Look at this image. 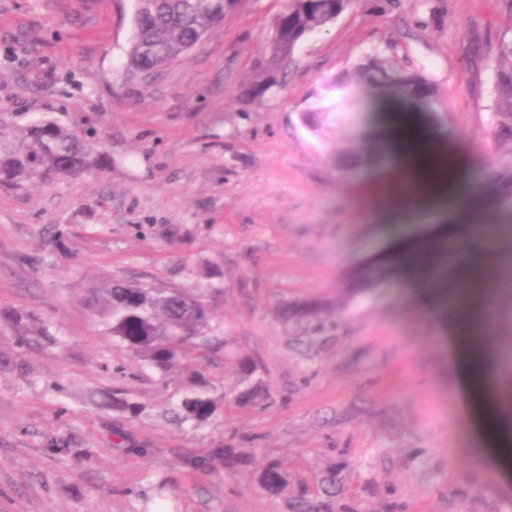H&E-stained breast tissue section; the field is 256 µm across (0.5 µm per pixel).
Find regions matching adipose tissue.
<instances>
[{
	"instance_id": "adipose-tissue-1",
	"label": "adipose tissue",
	"mask_w": 512,
	"mask_h": 512,
	"mask_svg": "<svg viewBox=\"0 0 512 512\" xmlns=\"http://www.w3.org/2000/svg\"><path fill=\"white\" fill-rule=\"evenodd\" d=\"M388 136L398 159L397 165L384 177L372 183V206L397 219L444 208L454 222L442 229L445 237L466 246L469 265L459 281L446 276H431L420 266L413 274L424 280L430 291L448 309V317L457 327L454 339V361L465 373L468 416L481 414L495 407L501 421H483L481 441L497 459L512 457V430L504 423L512 419V396H504L487 386L491 358L485 351L475 350L470 337L472 330L484 322L493 292L495 277L487 254L475 241L473 221L482 211L484 199L472 186L467 170L459 157L446 145L423 136L407 138L401 121L388 125Z\"/></svg>"
}]
</instances>
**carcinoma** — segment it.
<instances>
[{
	"label": "carcinoma",
	"instance_id": "1",
	"mask_svg": "<svg viewBox=\"0 0 512 512\" xmlns=\"http://www.w3.org/2000/svg\"><path fill=\"white\" fill-rule=\"evenodd\" d=\"M332 12L317 0H288V28L298 41L323 30ZM136 23L128 50L126 73L159 71L195 47L204 30L214 26L208 0H136ZM492 101L495 142L503 148L497 162L484 173V182L497 195L500 209L512 213V38L499 41L492 58ZM382 83L394 93L429 107L438 103L433 83L421 72L395 68L372 54L357 68L355 76L339 77L325 90L330 103L318 111L332 115L336 125L355 126V116L367 110L361 85ZM92 169L82 137L57 119L44 117L24 129L19 140L0 134V183L21 186L48 183L56 177H74ZM378 278L372 270L359 269L346 288H367ZM86 304L103 320L104 333L125 345L135 356L165 372L184 357L185 338L203 341L211 331L210 312L203 300L180 288L116 279L85 294ZM15 334L26 340L44 336L29 317L15 312L7 318ZM184 417L196 422L209 418L212 400L202 393L180 404ZM261 483L277 492L287 487L279 466L271 464L261 473Z\"/></svg>",
	"mask_w": 512,
	"mask_h": 512
}]
</instances>
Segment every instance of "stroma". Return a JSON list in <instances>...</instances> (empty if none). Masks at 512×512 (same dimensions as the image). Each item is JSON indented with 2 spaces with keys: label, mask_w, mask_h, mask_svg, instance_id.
I'll return each mask as SVG.
<instances>
[{
  "label": "stroma",
  "mask_w": 512,
  "mask_h": 512,
  "mask_svg": "<svg viewBox=\"0 0 512 512\" xmlns=\"http://www.w3.org/2000/svg\"><path fill=\"white\" fill-rule=\"evenodd\" d=\"M400 3L354 0L278 60L287 0H238L144 79L123 74L133 0H0V132L54 117L93 164L0 184V512H293L301 498L317 512H512V469L477 451L448 313L398 258L400 239L435 238L448 216L389 232L365 177L392 162L395 112L461 154L470 178L496 163L479 51L512 37V15L500 0ZM375 52L421 71L438 107L375 89L356 129L336 126L319 112L325 84ZM344 151L360 159L342 173ZM369 266L383 278L350 292L349 273ZM114 278L200 296L215 343L166 372L139 361L84 302ZM314 301L321 330L297 315ZM13 311L53 343L22 342L3 320ZM479 336L493 389L512 393V288ZM254 386L258 399L238 400ZM98 388L134 412L89 404ZM195 389L214 403L203 423L178 414ZM221 448L248 463L225 468ZM270 461L283 493L260 485Z\"/></svg>",
  "instance_id": "1"
}]
</instances>
